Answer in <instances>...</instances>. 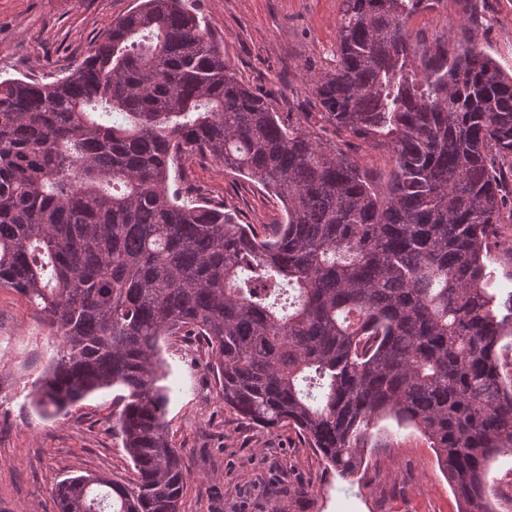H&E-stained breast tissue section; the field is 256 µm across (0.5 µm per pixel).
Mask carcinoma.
I'll list each match as a JSON object with an SVG mask.
<instances>
[{"label": "carcinoma", "mask_w": 512, "mask_h": 512, "mask_svg": "<svg viewBox=\"0 0 512 512\" xmlns=\"http://www.w3.org/2000/svg\"><path fill=\"white\" fill-rule=\"evenodd\" d=\"M423 2L344 0L336 65L309 77L321 119L388 148L387 173L282 121L182 0H142L52 82L0 80V287L58 340L36 409L121 388L135 470L62 480L58 512H180L163 336L204 343L225 406L294 428L338 471L393 419L435 448L459 512H498L512 293L498 301L491 262L512 225V75L465 27L415 41ZM195 153L277 195L282 223L181 204L170 165Z\"/></svg>", "instance_id": "1"}]
</instances>
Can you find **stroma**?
Instances as JSON below:
<instances>
[{
	"instance_id": "35a3bbf8",
	"label": "stroma",
	"mask_w": 512,
	"mask_h": 512,
	"mask_svg": "<svg viewBox=\"0 0 512 512\" xmlns=\"http://www.w3.org/2000/svg\"><path fill=\"white\" fill-rule=\"evenodd\" d=\"M221 44L225 61L275 111H315L309 74L333 68L343 0H185ZM139 0H0V78H58L72 72L107 26ZM472 22L479 49L512 74V0H440L406 22L429 46ZM182 200L226 206L242 224H277L281 201L255 180L189 155L176 170ZM57 340L41 313L0 288V512H57L55 488L96 473L129 482L132 462L112 426L116 392L87 396L68 413L40 418L34 384L53 363ZM169 388L165 420L182 450L181 512H458L436 453L417 431L385 420L360 471L344 476L289 427L267 432L217 396L212 358L195 338L161 342Z\"/></svg>"
}]
</instances>
